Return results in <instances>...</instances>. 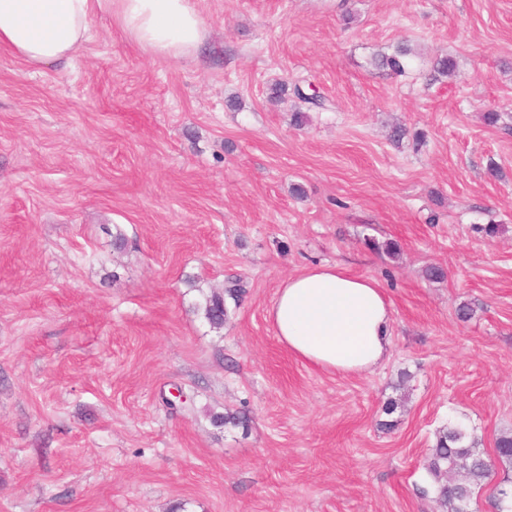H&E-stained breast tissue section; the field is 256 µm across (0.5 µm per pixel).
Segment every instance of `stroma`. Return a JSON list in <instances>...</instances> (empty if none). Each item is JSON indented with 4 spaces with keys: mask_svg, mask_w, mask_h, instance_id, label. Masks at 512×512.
<instances>
[{
    "mask_svg": "<svg viewBox=\"0 0 512 512\" xmlns=\"http://www.w3.org/2000/svg\"><path fill=\"white\" fill-rule=\"evenodd\" d=\"M193 3L194 59L104 15L67 63L0 48V512H442L438 431L489 456L512 432V0ZM404 41L405 74L374 66ZM440 53L456 76L431 78ZM278 82L326 109L293 125ZM316 264L387 297L374 372L278 342L276 292ZM231 279L216 332L194 305Z\"/></svg>",
    "mask_w": 512,
    "mask_h": 512,
    "instance_id": "1",
    "label": "stroma"
}]
</instances>
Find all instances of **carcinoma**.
Here are the masks:
<instances>
[{
	"label": "carcinoma",
	"mask_w": 512,
	"mask_h": 512,
	"mask_svg": "<svg viewBox=\"0 0 512 512\" xmlns=\"http://www.w3.org/2000/svg\"><path fill=\"white\" fill-rule=\"evenodd\" d=\"M412 56V49L401 43L393 53L375 57L374 64L393 74H402ZM455 71L456 62L452 57L440 54L434 58L432 77L448 76ZM242 294L243 290L237 282L230 283L222 291L204 292L196 304V311L211 328L221 330L228 318L226 299L236 302ZM211 421L216 426H239L245 424L248 417L244 413H215ZM495 455L498 462L512 465L511 434L504 433L496 439ZM493 467L491 458L477 448L475 438L461 423L438 432L436 445L425 462V469L434 483L436 501L448 508V512H469L475 490L482 488L490 479ZM492 498L495 512H505L504 502H512V485H497Z\"/></svg>",
	"instance_id": "cac0c4a2"
}]
</instances>
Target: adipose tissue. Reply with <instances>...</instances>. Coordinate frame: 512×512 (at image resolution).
Returning <instances> with one entry per match:
<instances>
[{"instance_id": "ef3b65f1", "label": "adipose tissue", "mask_w": 512, "mask_h": 512, "mask_svg": "<svg viewBox=\"0 0 512 512\" xmlns=\"http://www.w3.org/2000/svg\"><path fill=\"white\" fill-rule=\"evenodd\" d=\"M100 13L162 57H194L206 38L192 0H0V46L33 66L68 61ZM267 318L296 358L343 376L370 372L389 354L392 310L381 288L337 265L288 277Z\"/></svg>"}]
</instances>
